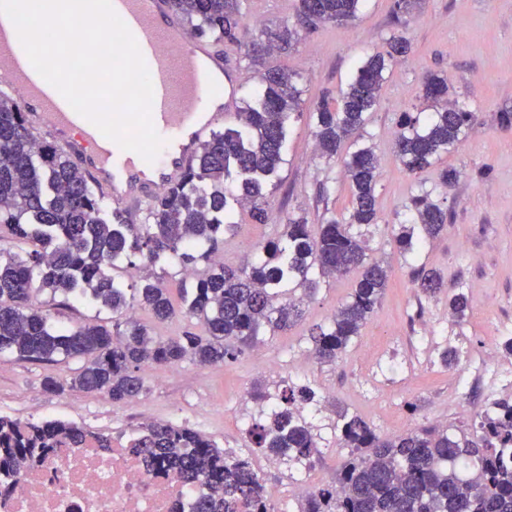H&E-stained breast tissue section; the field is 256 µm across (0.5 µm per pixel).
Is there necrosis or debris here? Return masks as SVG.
I'll return each mask as SVG.
<instances>
[{"instance_id":"1","label":"necrosis or debris","mask_w":512,"mask_h":512,"mask_svg":"<svg viewBox=\"0 0 512 512\" xmlns=\"http://www.w3.org/2000/svg\"><path fill=\"white\" fill-rule=\"evenodd\" d=\"M200 490L174 471L146 470L116 436L106 450L88 443L38 459L0 494V512H190Z\"/></svg>"}]
</instances>
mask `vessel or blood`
Segmentation results:
<instances>
[{"label":"vessel or blood","instance_id":"b4317fda","mask_svg":"<svg viewBox=\"0 0 512 512\" xmlns=\"http://www.w3.org/2000/svg\"><path fill=\"white\" fill-rule=\"evenodd\" d=\"M112 6L136 39L153 84L152 122L167 148L155 177H139L142 157L103 136L37 73L14 24L2 14L0 93L22 92L31 129L51 136L115 206L123 207L175 185L193 164L196 144L224 121V111L209 106L214 96L211 72L227 69L229 63L187 35L168 0H112Z\"/></svg>","mask_w":512,"mask_h":512}]
</instances>
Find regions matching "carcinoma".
I'll use <instances>...</instances> for the list:
<instances>
[{
	"mask_svg": "<svg viewBox=\"0 0 512 512\" xmlns=\"http://www.w3.org/2000/svg\"><path fill=\"white\" fill-rule=\"evenodd\" d=\"M241 0H169L171 8L200 36L217 43L241 41ZM362 0H300L297 24H347L357 18ZM298 30L288 25L271 35L263 50L288 48ZM411 51L404 33L393 34L386 54L370 56L340 91L336 106L317 107L313 137L324 155L337 154L352 140L343 161L351 190V209L311 229L290 215L281 236L260 246L247 265L215 262L224 252V235L249 213L267 224L270 213L262 181L283 161L288 122L299 105L295 75L287 70L259 75L251 101L235 113L236 123L203 141L180 183L160 194L145 221L128 224L96 192L84 170L51 141L36 136L25 113L0 95V233L32 249L4 253L0 248V354L38 362L78 363L69 379L43 380L48 392L66 388L106 394L126 402L144 389L149 364L191 361L213 366L288 328L297 315L295 292L317 290L319 279L337 278L354 269L360 277L349 300L336 308L330 323L311 332L313 355L334 363L359 335L375 311L388 283V272L368 255L361 228L378 223L376 184L380 158L365 142L364 128L376 105L388 63ZM422 97L438 106L424 115L405 112L399 123L395 153L403 168L416 174L441 154L456 149L478 113L449 98L445 78L431 74ZM411 227L397 238L399 248L414 249V230L425 238L439 234L448 209L425 192L411 200ZM175 262L209 270L189 282L183 306L176 307L164 278L144 277L128 283L137 267ZM414 285L425 295L441 290L433 269L418 268ZM48 291L65 306L83 297L112 312L108 323H56L55 314L38 297ZM164 323L184 312L202 333L184 332L163 339L147 325L127 316L131 301ZM276 398L277 407L261 412L248 431L257 448L293 464L304 465L317 452L313 426L298 406L318 402L306 385H288L273 396L259 388V405ZM338 442L352 449L336 480L298 500L297 512H512V398L496 400L476 426V439L458 438L441 426L414 428L381 436L359 415L342 413ZM112 447V436L66 421H21L0 416V487L19 481L30 461L55 448H80L88 440ZM128 447L148 467H167L186 481L205 487L192 512H278L263 478L251 460L225 450L193 428L149 421L131 430Z\"/></svg>",
	"mask_w": 512,
	"mask_h": 512,
	"instance_id": "1",
	"label": "carcinoma"
}]
</instances>
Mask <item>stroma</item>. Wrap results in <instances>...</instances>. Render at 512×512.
<instances>
[{
    "instance_id": "obj_1",
    "label": "stroma",
    "mask_w": 512,
    "mask_h": 512,
    "mask_svg": "<svg viewBox=\"0 0 512 512\" xmlns=\"http://www.w3.org/2000/svg\"><path fill=\"white\" fill-rule=\"evenodd\" d=\"M393 3L363 0L355 21L317 24L288 51L267 57V67L293 72L300 90L285 162L265 185L273 217L254 224L240 215L237 227L224 237V261L237 265L250 259L259 243L282 233L287 214L313 225L346 216L349 186L340 160L315 151L313 114L322 98L336 99L366 57L384 51L394 32H404L412 53L390 64L366 126L381 158L379 219L367 236L373 256L389 267L390 279L375 312L336 363L306 364L312 348L309 330L329 322L349 298L355 283L351 276L320 282L303 302L302 319L235 359L208 367L188 361L155 367L133 404L78 389L45 392L43 379L69 378L68 364L1 356V415L75 421L111 434L150 420L190 426L226 450L250 456L279 510L331 483L349 456L334 433L337 412L359 415L383 436L419 425L472 436L478 415L497 397L495 384L473 375V365L486 363L495 352L501 363L512 366V356L502 352L503 340L512 336V130L500 129L496 121L498 112L512 109V0H417L399 18ZM297 7L298 0H242V42L220 47L240 67L235 107H242L254 87L246 56L250 44L295 22ZM430 71L443 75L479 119L462 148L411 174L394 155L397 120L403 112H431V104L419 96L421 79ZM446 167L463 172L448 190L439 179ZM425 191L447 207L448 224L420 250L401 252L396 238L407 221V207ZM422 265L440 271V293L426 296L415 288L410 272ZM458 292L469 298L459 321L448 311L449 298ZM447 349L456 354L449 366L441 361ZM292 382L309 384L322 397L321 406L305 412L315 426L320 453L302 476L291 463L251 447L248 438L250 425L259 418L251 390L260 387L275 395Z\"/></svg>"
}]
</instances>
